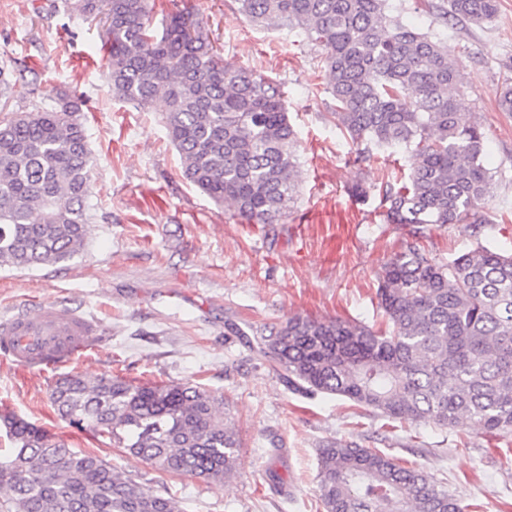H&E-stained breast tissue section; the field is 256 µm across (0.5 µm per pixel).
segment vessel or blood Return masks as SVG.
<instances>
[{
	"label": "vessel or blood",
	"instance_id": "1",
	"mask_svg": "<svg viewBox=\"0 0 512 512\" xmlns=\"http://www.w3.org/2000/svg\"><path fill=\"white\" fill-rule=\"evenodd\" d=\"M101 334L96 319L43 304L0 316V355L23 368L44 372L84 357Z\"/></svg>",
	"mask_w": 512,
	"mask_h": 512
}]
</instances>
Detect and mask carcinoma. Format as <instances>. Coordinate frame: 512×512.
<instances>
[{
  "mask_svg": "<svg viewBox=\"0 0 512 512\" xmlns=\"http://www.w3.org/2000/svg\"><path fill=\"white\" fill-rule=\"evenodd\" d=\"M436 21H492L498 0H422ZM263 27L297 29L325 50L336 126L357 146L409 153L405 180L381 185L387 224H467L492 197L486 136L470 115L446 51L384 12V0H237ZM100 19L108 79L119 100L165 103L164 124L185 178L249 224H276L300 178L299 134L283 93L263 74L224 63L203 21L185 9L153 28L150 0H66ZM81 104L66 94L0 121V267L32 269L83 252L91 150ZM385 327L295 315L248 339L301 394L336 396L392 421L512 434V253L485 247L439 264L411 242L382 267ZM60 419L151 467L226 483L241 438L223 399L196 383L135 384L104 374L58 378ZM6 512H179L94 453L0 412ZM324 512H462L448 488L354 441L319 449Z\"/></svg>",
  "mask_w": 512,
  "mask_h": 512,
  "instance_id": "obj_1",
  "label": "carcinoma"
}]
</instances>
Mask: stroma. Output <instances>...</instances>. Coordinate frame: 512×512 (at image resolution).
<instances>
[{"label": "stroma", "instance_id": "1", "mask_svg": "<svg viewBox=\"0 0 512 512\" xmlns=\"http://www.w3.org/2000/svg\"><path fill=\"white\" fill-rule=\"evenodd\" d=\"M178 2L194 8L226 63L256 69L281 87L302 141L297 197L281 223L241 221L184 178L161 104L140 109L113 98L99 21L70 17L65 0H0V66L20 73L8 110L52 105L62 91L79 96L93 158L86 249L55 265L1 268L0 314L62 303L99 320L107 335L103 347L45 373L0 357V411L140 476L177 500L181 512H323L317 450L335 440L419 468L459 495L464 512H512V436L465 425L389 427L372 410L290 390L245 339L294 315L380 325L377 275L410 240L443 263L480 245L512 251V113L496 98L512 81V0H499L493 22L448 25L419 0L386 2L388 15L432 34L459 62L494 176L476 224L428 225L418 235L380 217L379 189L407 167V154L355 162L354 146L336 127L318 44L289 28L252 23L236 0ZM67 374L191 382L223 397L243 438L238 478L224 486L161 472L69 427L49 400L55 380ZM275 442L287 450V497L266 483Z\"/></svg>", "mask_w": 512, "mask_h": 512}]
</instances>
